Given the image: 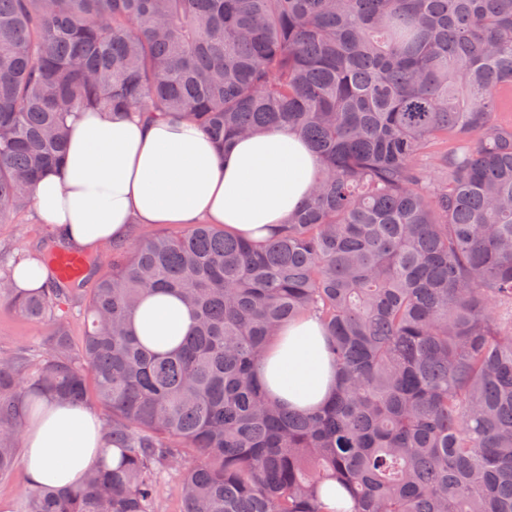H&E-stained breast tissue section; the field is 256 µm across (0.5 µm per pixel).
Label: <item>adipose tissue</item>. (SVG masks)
I'll return each instance as SVG.
<instances>
[{
	"label": "adipose tissue",
	"instance_id": "ef3b65f1",
	"mask_svg": "<svg viewBox=\"0 0 512 512\" xmlns=\"http://www.w3.org/2000/svg\"><path fill=\"white\" fill-rule=\"evenodd\" d=\"M316 159L302 137L276 128L238 139L218 152L191 122L170 116L91 111L72 125L62 174L32 188L40 223L71 247L96 251L127 240L135 224H221L237 234L269 237L312 192ZM192 324L174 295H146L131 327L148 347L177 346ZM320 324L285 326L266 355L261 378L268 396L297 409L323 406L336 387ZM22 463L30 485L74 491L107 445L93 412L44 399L21 411Z\"/></svg>",
	"mask_w": 512,
	"mask_h": 512
}]
</instances>
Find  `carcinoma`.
<instances>
[{
    "instance_id": "cac0c4a2",
    "label": "carcinoma",
    "mask_w": 512,
    "mask_h": 512,
    "mask_svg": "<svg viewBox=\"0 0 512 512\" xmlns=\"http://www.w3.org/2000/svg\"><path fill=\"white\" fill-rule=\"evenodd\" d=\"M512 0H0V223L63 169L69 120L186 115L218 146L287 125L319 163L264 243L217 224L112 245V275L53 245L32 319L85 299L80 350L58 323L33 366L0 358V478L16 405L109 412L120 462L21 512H512ZM450 150L429 155L437 142ZM442 172L438 180L428 168ZM80 255L62 280L54 259ZM154 290L193 325L157 352L130 328ZM324 329L325 406L268 399L259 370L287 323ZM329 483L352 506L322 500Z\"/></svg>"
}]
</instances>
